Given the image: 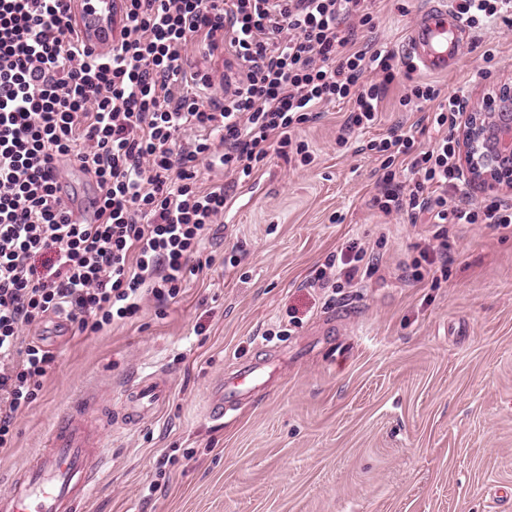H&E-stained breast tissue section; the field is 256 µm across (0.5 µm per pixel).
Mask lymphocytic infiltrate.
<instances>
[{
	"instance_id": "lymphocytic-infiltrate-1",
	"label": "lymphocytic infiltrate",
	"mask_w": 512,
	"mask_h": 512,
	"mask_svg": "<svg viewBox=\"0 0 512 512\" xmlns=\"http://www.w3.org/2000/svg\"><path fill=\"white\" fill-rule=\"evenodd\" d=\"M71 2L0 0V455L55 361L25 331L56 315L88 337L145 299L176 301L237 184L273 153L309 164L298 134L321 106L351 105L347 146L375 124L400 70L393 52L356 45V30L376 27L373 0H123L104 54L82 44ZM195 45L233 56L224 97L194 65ZM406 99L437 102L440 128L462 114L458 95L441 99L428 83ZM366 148L383 158L381 212L512 227V207L457 201L465 178L451 137L426 150L393 133ZM69 162L94 182L81 221L57 196ZM362 260L347 243L313 281L359 283Z\"/></svg>"
}]
</instances>
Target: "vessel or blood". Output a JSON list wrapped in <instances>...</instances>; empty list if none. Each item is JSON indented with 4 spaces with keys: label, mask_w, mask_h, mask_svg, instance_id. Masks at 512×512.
Here are the masks:
<instances>
[{
    "label": "vessel or blood",
    "mask_w": 512,
    "mask_h": 512,
    "mask_svg": "<svg viewBox=\"0 0 512 512\" xmlns=\"http://www.w3.org/2000/svg\"><path fill=\"white\" fill-rule=\"evenodd\" d=\"M120 12L121 0H74L73 23L86 46L104 53L112 48L113 20ZM462 38L456 13L440 0L423 11L411 28L409 55L416 68L443 73L456 60ZM257 379L256 366L239 365L212 388L207 416L220 421L238 410ZM169 395L168 381L152 372L123 389L118 409L102 408L101 425L85 419V403L70 406L54 424L48 448L0 490V512H83L112 458L113 411H120L124 425L135 426L153 418Z\"/></svg>",
    "instance_id": "b4317fda"
}]
</instances>
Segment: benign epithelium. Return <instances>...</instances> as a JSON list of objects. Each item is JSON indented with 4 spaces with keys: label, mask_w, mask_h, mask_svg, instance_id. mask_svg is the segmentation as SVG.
<instances>
[{
    "label": "benign epithelium",
    "mask_w": 512,
    "mask_h": 512,
    "mask_svg": "<svg viewBox=\"0 0 512 512\" xmlns=\"http://www.w3.org/2000/svg\"><path fill=\"white\" fill-rule=\"evenodd\" d=\"M458 160L469 184L512 193V81H500L465 113Z\"/></svg>",
    "instance_id": "benign-epithelium-1"
}]
</instances>
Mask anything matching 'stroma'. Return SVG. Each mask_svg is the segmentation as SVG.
Wrapping results in <instances>:
<instances>
[{"label":"stroma","mask_w":512,"mask_h":512,"mask_svg":"<svg viewBox=\"0 0 512 512\" xmlns=\"http://www.w3.org/2000/svg\"><path fill=\"white\" fill-rule=\"evenodd\" d=\"M433 3L376 0L378 26L360 38L406 59L407 33ZM511 78L512 23L498 20L468 28L447 72L402 68L350 146L336 144L350 104L324 107L302 131L313 162L273 154L259 181L237 187L236 210L202 244L211 265L177 302H146L132 321L55 349L0 455V489L71 398L99 406L158 371L169 402L138 427L113 421L112 463L84 512H512V228L382 213L380 161L365 149L395 127L434 145V104L399 103L413 85L470 97ZM432 236L453 258L439 280L421 255ZM349 240L378 271L308 287ZM240 362L261 367L254 394L210 421L212 386Z\"/></svg>","instance_id":"stroma-1"}]
</instances>
